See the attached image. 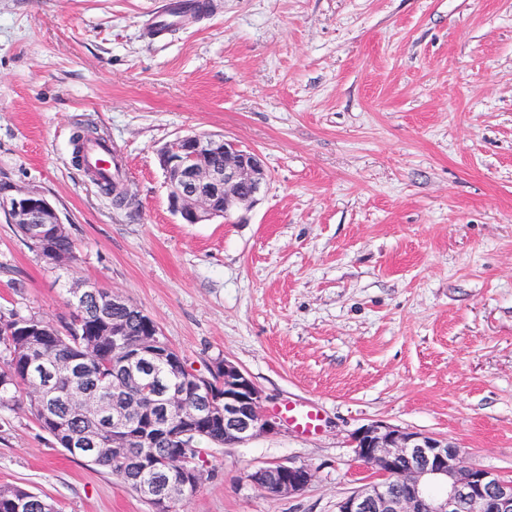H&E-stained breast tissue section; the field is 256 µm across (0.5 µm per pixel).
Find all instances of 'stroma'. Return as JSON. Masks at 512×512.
I'll return each mask as SVG.
<instances>
[{"mask_svg":"<svg viewBox=\"0 0 512 512\" xmlns=\"http://www.w3.org/2000/svg\"><path fill=\"white\" fill-rule=\"evenodd\" d=\"M166 0H0V183L41 192L76 245L48 263L0 213V314L68 321L94 282L136 304L188 366L225 358L282 425L205 445L177 512H336L383 420L448 439L512 480V0H207L164 35ZM93 123L132 200L71 159ZM208 133L270 175L238 218L184 224L158 150ZM304 464L302 493L244 475ZM0 485L59 512H153L101 467L0 406ZM284 414L288 417V424L302 433L315 434L321 429L320 412L314 406L300 408L288 403L284 406Z\"/></svg>","mask_w":512,"mask_h":512,"instance_id":"stroma-1","label":"stroma"}]
</instances>
